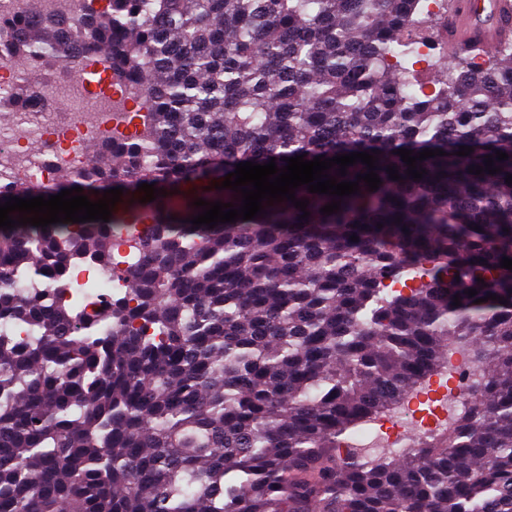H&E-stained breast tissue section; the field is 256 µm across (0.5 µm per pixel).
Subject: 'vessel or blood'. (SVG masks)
<instances>
[{
    "instance_id": "vessel-or-blood-1",
    "label": "vessel or blood",
    "mask_w": 512,
    "mask_h": 512,
    "mask_svg": "<svg viewBox=\"0 0 512 512\" xmlns=\"http://www.w3.org/2000/svg\"><path fill=\"white\" fill-rule=\"evenodd\" d=\"M449 46L458 52L490 47L512 36V0H452L444 19Z\"/></svg>"
}]
</instances>
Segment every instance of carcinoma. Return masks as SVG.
I'll return each mask as SVG.
<instances>
[{"mask_svg": "<svg viewBox=\"0 0 512 512\" xmlns=\"http://www.w3.org/2000/svg\"><path fill=\"white\" fill-rule=\"evenodd\" d=\"M64 2L15 0L0 58L76 71L65 28L138 111L85 165L13 192L121 188L109 221L0 228V512H512V40L441 51L429 0ZM400 148L446 155L416 181ZM375 150L379 188L331 215L302 185L305 219L284 200L188 222L199 198L240 206L215 188L240 162ZM498 151L500 172H469ZM142 183L167 195L142 203ZM88 258L117 288L102 301L69 282ZM454 347L467 408L366 457L361 426Z\"/></svg>", "mask_w": 512, "mask_h": 512, "instance_id": "carcinoma-1", "label": "carcinoma"}]
</instances>
